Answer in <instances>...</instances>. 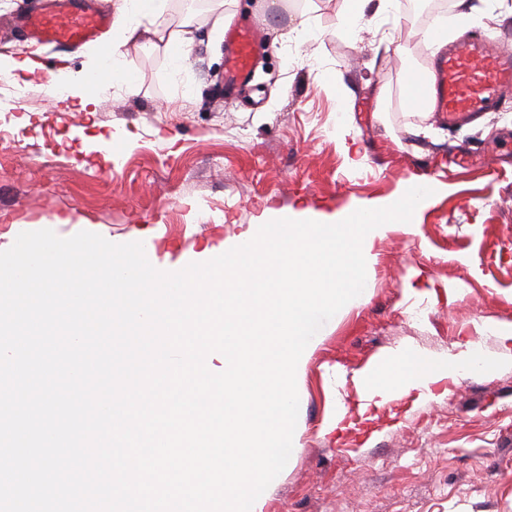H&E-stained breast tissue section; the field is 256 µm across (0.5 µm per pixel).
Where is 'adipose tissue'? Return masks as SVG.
<instances>
[{
    "instance_id": "ef3b65f1",
    "label": "adipose tissue",
    "mask_w": 512,
    "mask_h": 512,
    "mask_svg": "<svg viewBox=\"0 0 512 512\" xmlns=\"http://www.w3.org/2000/svg\"><path fill=\"white\" fill-rule=\"evenodd\" d=\"M144 41L163 50L173 63L180 66L189 60L195 36L189 30L171 29L162 0H125L113 21L112 41L96 66L80 79L71 76L67 70H59L51 82L67 85L71 95L81 96L83 105H97V91L107 90L118 82L129 83L130 72L124 66L127 48ZM474 359L469 348L459 350L445 360L404 354L391 362L388 372L374 369L361 374L359 383L368 392L378 393L394 387L404 393L418 392L425 398L430 394L431 384L456 378L471 366Z\"/></svg>"
}]
</instances>
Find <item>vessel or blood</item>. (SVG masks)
<instances>
[{"mask_svg":"<svg viewBox=\"0 0 512 512\" xmlns=\"http://www.w3.org/2000/svg\"><path fill=\"white\" fill-rule=\"evenodd\" d=\"M22 24L35 44L77 48L108 32L112 15L86 0H50L42 10L27 14ZM260 40L259 30L251 23H236L225 30L226 92L251 81ZM402 83L406 102L424 105L448 125L464 124L512 90V45L474 38L436 53L428 67L405 70Z\"/></svg>","mask_w":512,"mask_h":512,"instance_id":"b4317fda","label":"vessel or blood"}]
</instances>
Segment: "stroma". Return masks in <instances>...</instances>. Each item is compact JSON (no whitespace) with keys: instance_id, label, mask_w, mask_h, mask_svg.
Segmentation results:
<instances>
[{"instance_id":"35a3bbf8","label":"stroma","mask_w":512,"mask_h":512,"mask_svg":"<svg viewBox=\"0 0 512 512\" xmlns=\"http://www.w3.org/2000/svg\"><path fill=\"white\" fill-rule=\"evenodd\" d=\"M43 2L0 0V54L30 56L13 24ZM470 2L471 17L447 16L449 41L512 33V0ZM343 11V0H166L172 28L196 36L184 68L131 49L135 91L115 86L85 110L46 83L63 67L87 70L100 46L40 51L18 78L29 97L0 112V247L45 220L63 238L149 240L148 260L172 271L264 223L266 208L331 216L433 181L415 233L395 226L376 241L359 302L311 339L292 452L265 512H512V340L487 330L512 324V96L452 128L412 110L402 72L433 53L415 20L398 0H369L346 36ZM239 15L264 48L250 91L228 99L224 24ZM302 16L309 32L295 29ZM466 344L497 369L360 409L366 368ZM337 415L343 429L323 434Z\"/></svg>"}]
</instances>
